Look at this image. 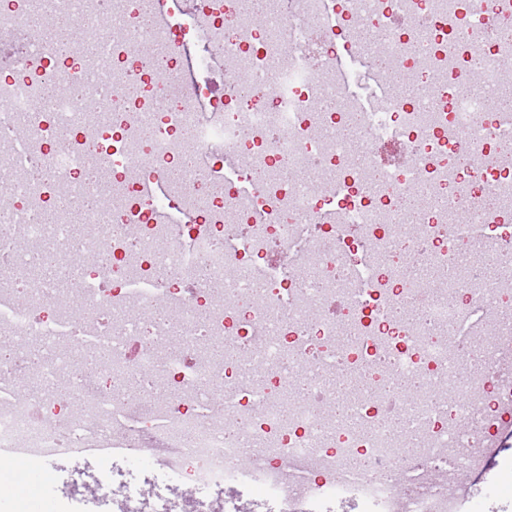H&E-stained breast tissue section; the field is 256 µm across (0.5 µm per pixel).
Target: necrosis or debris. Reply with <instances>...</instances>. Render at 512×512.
<instances>
[{"label": "necrosis or debris", "instance_id": "4bbe7bcc", "mask_svg": "<svg viewBox=\"0 0 512 512\" xmlns=\"http://www.w3.org/2000/svg\"><path fill=\"white\" fill-rule=\"evenodd\" d=\"M456 5L344 0L339 11L301 0L285 16L264 0L254 25L248 0H200L206 23L174 26L199 47L200 77L184 88L182 57L153 41L169 76L157 94L139 50L149 40L137 24L143 0H76L81 37L102 49L95 59L55 57L51 70L98 94L107 130L97 152L57 139L89 124L78 99L39 95L22 66L0 80V139L13 145L0 157L13 200L0 223L18 227L0 238V338L10 350L0 377L15 391L0 401V460L39 465L112 433L168 486L265 489L263 512H332L333 497L363 512H461L449 475L485 469V434L512 411V358L500 355L512 343V292L485 277L489 267L512 275V171L477 167L469 152L512 154V114L481 109L512 93L503 69L512 27L481 39L448 31ZM56 9L55 0H0V39L20 57L41 49L27 19ZM348 35L361 58L383 37L380 68L407 67L413 95L392 88L380 109L360 112L326 67ZM216 42L250 74L243 90L224 95L208 79ZM131 74L134 93L111 92ZM315 99L322 108L309 109ZM355 112L364 139L412 148L413 163L364 174L350 153ZM35 148L47 160L43 192L25 177ZM92 167L90 184L82 174ZM106 182L117 193L110 210L82 212L87 233L73 241L78 193ZM459 210L466 222H450ZM173 211L189 218L174 239ZM410 218L423 236L402 233ZM40 241L59 261L49 278L27 267ZM100 251L109 267L73 266L76 253ZM201 266L210 280L198 285ZM73 272L83 287L64 313L59 285ZM156 295L176 323L152 317ZM90 335L106 363L72 368L70 352ZM64 373L70 410L56 430L53 384ZM394 376L415 398L392 399ZM297 380L304 398L291 403ZM339 396L346 416L323 415ZM219 402L220 422L210 412ZM360 458L377 473L346 478ZM311 460L316 473L296 479ZM405 461L413 489L400 504L378 472Z\"/></svg>", "mask_w": 512, "mask_h": 512}]
</instances>
